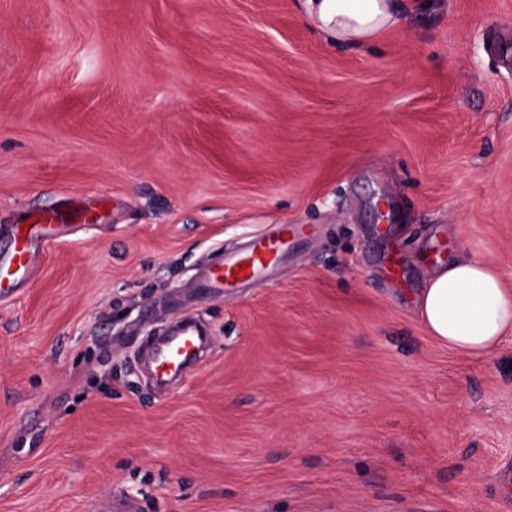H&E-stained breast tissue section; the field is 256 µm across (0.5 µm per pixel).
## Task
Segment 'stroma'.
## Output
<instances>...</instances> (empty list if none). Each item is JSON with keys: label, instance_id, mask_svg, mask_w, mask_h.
I'll use <instances>...</instances> for the list:
<instances>
[{"label": "stroma", "instance_id": "35a3bbf8", "mask_svg": "<svg viewBox=\"0 0 512 512\" xmlns=\"http://www.w3.org/2000/svg\"><path fill=\"white\" fill-rule=\"evenodd\" d=\"M395 7L351 46L301 0H0V225L95 217L0 301V512H512V342L415 305L459 257L512 288V0ZM269 224L309 233L194 288ZM191 311L211 352L156 394ZM209 347L202 324L194 317L184 316L155 336L141 358L152 384L167 391L198 369Z\"/></svg>", "mask_w": 512, "mask_h": 512}]
</instances>
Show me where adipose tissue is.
I'll return each mask as SVG.
<instances>
[{
    "label": "adipose tissue",
    "instance_id": "adipose-tissue-1",
    "mask_svg": "<svg viewBox=\"0 0 512 512\" xmlns=\"http://www.w3.org/2000/svg\"><path fill=\"white\" fill-rule=\"evenodd\" d=\"M308 17L337 40L364 44L396 26L391 0H305ZM430 336L464 355H486L512 341V289L498 268L459 259L433 270L416 300Z\"/></svg>",
    "mask_w": 512,
    "mask_h": 512
}]
</instances>
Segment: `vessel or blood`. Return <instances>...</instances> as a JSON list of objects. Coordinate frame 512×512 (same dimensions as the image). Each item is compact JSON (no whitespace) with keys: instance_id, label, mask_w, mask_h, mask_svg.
I'll use <instances>...</instances> for the list:
<instances>
[{"instance_id":"b4317fda","label":"vessel or blood","mask_w":512,"mask_h":512,"mask_svg":"<svg viewBox=\"0 0 512 512\" xmlns=\"http://www.w3.org/2000/svg\"><path fill=\"white\" fill-rule=\"evenodd\" d=\"M65 215L45 211L30 226L15 225L5 229L10 244L6 271H0V299L14 294L17 286L32 280L38 273L47 242L66 227ZM302 230L298 224H271L242 254L221 257L203 268L196 285L209 292L255 278L275 264L279 251L289 237ZM210 340L202 324L191 316L182 317L155 336L141 358L152 384L165 391L187 378L200 366Z\"/></svg>"}]
</instances>
